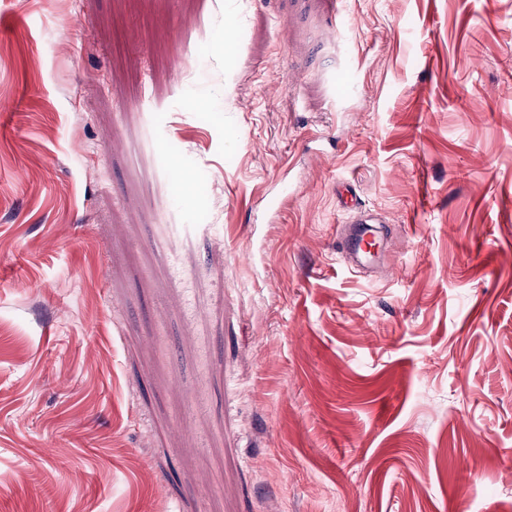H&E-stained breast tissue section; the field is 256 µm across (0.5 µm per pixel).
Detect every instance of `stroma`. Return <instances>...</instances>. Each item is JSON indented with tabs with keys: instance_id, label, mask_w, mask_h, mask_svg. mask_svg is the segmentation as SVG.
I'll list each match as a JSON object with an SVG mask.
<instances>
[{
	"instance_id": "1",
	"label": "stroma",
	"mask_w": 512,
	"mask_h": 512,
	"mask_svg": "<svg viewBox=\"0 0 512 512\" xmlns=\"http://www.w3.org/2000/svg\"><path fill=\"white\" fill-rule=\"evenodd\" d=\"M0 512H512V0H0ZM355 225H349V231L344 238V249L350 255V258L358 263L368 259V246L373 236L370 228L365 225L373 224L368 221H355Z\"/></svg>"
}]
</instances>
